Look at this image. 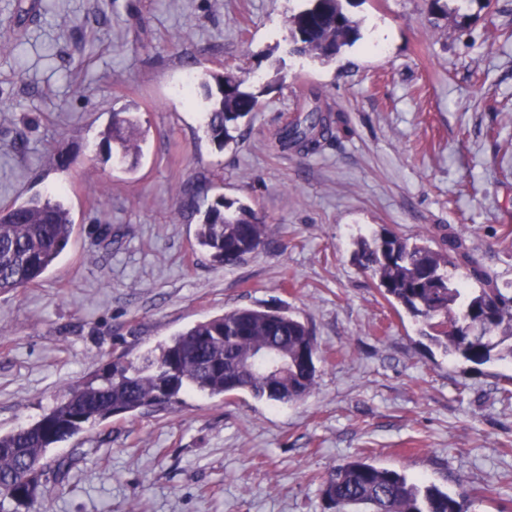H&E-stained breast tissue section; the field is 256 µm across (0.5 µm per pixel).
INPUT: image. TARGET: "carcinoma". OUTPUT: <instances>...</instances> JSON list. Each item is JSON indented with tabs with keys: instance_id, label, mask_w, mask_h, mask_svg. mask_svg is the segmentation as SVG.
<instances>
[{
	"instance_id": "obj_1",
	"label": "carcinoma",
	"mask_w": 512,
	"mask_h": 512,
	"mask_svg": "<svg viewBox=\"0 0 512 512\" xmlns=\"http://www.w3.org/2000/svg\"><path fill=\"white\" fill-rule=\"evenodd\" d=\"M351 0H308L287 20L295 52L330 61L344 46L359 39L357 23L344 3ZM212 78L217 94L209 95L205 127L212 140L225 146L237 141L239 120L257 111L261 93L249 74L227 71ZM329 105L315 92L299 113L278 130L281 149L318 152L333 138ZM136 124L115 113L101 133L106 150L136 164L143 138ZM74 231L70 208L59 198L33 196L0 210V294L37 281L67 248ZM268 235L263 217L248 207L239 215L224 212L217 200L196 225L195 245L212 262L233 266L255 252ZM356 258L377 280L384 297L419 320L422 335L449 355L482 366L512 363V282L501 283L475 254L455 237L434 249L394 234L357 241ZM465 267L472 284L455 281L448 268ZM276 352L292 366L285 375L249 372L231 362L258 352ZM317 345L312 329L282 310L240 307L195 323L172 336L159 352L112 365V370L73 387L36 421L0 434V512L9 504L37 502L40 479L63 477L69 463H50L47 454L112 411L134 414L146 403L171 405L179 394L207 396L248 393L288 404L307 396L317 378ZM332 512H464L467 492L451 495L435 485L408 479L396 469L363 458L336 465L322 484Z\"/></svg>"
}]
</instances>
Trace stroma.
<instances>
[{
	"label": "stroma",
	"mask_w": 512,
	"mask_h": 512,
	"mask_svg": "<svg viewBox=\"0 0 512 512\" xmlns=\"http://www.w3.org/2000/svg\"><path fill=\"white\" fill-rule=\"evenodd\" d=\"M0 0V208L60 193L75 232L41 280L0 294V433L68 388L237 307L313 330L316 385L275 404L184 392L57 444L41 512H329L355 455L512 512V364L448 357L354 258L360 237L451 235L512 281V0H359V40L328 64L290 54L301 0ZM255 73L258 112L218 147L203 76ZM338 114L314 154L277 128L309 88ZM145 131L136 169L98 152L112 113ZM270 227L234 266L194 246L198 210Z\"/></svg>",
	"instance_id": "obj_1"
}]
</instances>
